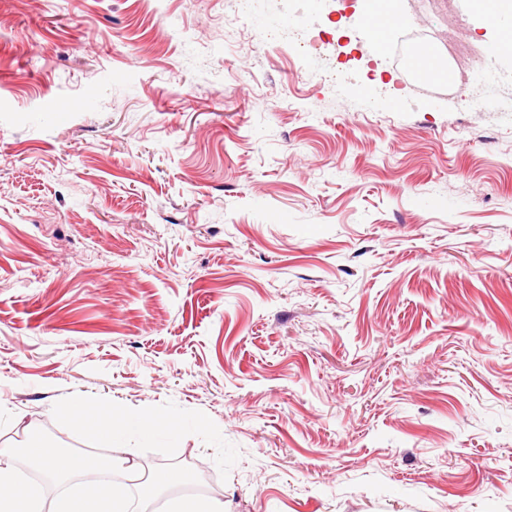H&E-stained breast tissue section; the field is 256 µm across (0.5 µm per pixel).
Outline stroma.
Wrapping results in <instances>:
<instances>
[{
	"label": "stroma",
	"instance_id": "stroma-1",
	"mask_svg": "<svg viewBox=\"0 0 512 512\" xmlns=\"http://www.w3.org/2000/svg\"><path fill=\"white\" fill-rule=\"evenodd\" d=\"M396 3L0 0V448L108 456L78 396L224 512H512V112L366 75L414 9L452 70L499 29ZM64 411L70 418L85 422L91 435L111 448L112 443L119 438H142L151 435L161 427L170 429L176 427L174 421L152 413L116 420L108 409L89 406L79 399L68 401Z\"/></svg>",
	"mask_w": 512,
	"mask_h": 512
}]
</instances>
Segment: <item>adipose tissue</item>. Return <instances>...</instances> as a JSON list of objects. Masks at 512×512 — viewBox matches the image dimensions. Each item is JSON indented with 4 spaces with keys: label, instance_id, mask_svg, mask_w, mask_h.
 I'll list each match as a JSON object with an SVG mask.
<instances>
[{
    "label": "adipose tissue",
    "instance_id": "obj_1",
    "mask_svg": "<svg viewBox=\"0 0 512 512\" xmlns=\"http://www.w3.org/2000/svg\"><path fill=\"white\" fill-rule=\"evenodd\" d=\"M64 411L70 418L85 422L91 435L108 446L119 438H142L158 428L175 426L174 421L152 413L118 420L108 409L78 399L68 401ZM27 451L43 470L75 473L82 482L75 492L44 500L36 489L18 478L9 463L11 449L0 448V512H130L126 486L113 480L117 474L133 475L127 456L89 458L66 453L35 434L30 437Z\"/></svg>",
    "mask_w": 512,
    "mask_h": 512
}]
</instances>
